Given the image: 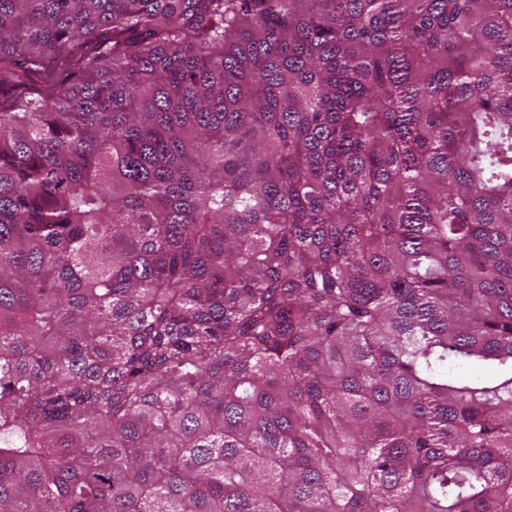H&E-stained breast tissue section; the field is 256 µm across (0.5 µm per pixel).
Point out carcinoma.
I'll return each mask as SVG.
<instances>
[{
    "mask_svg": "<svg viewBox=\"0 0 512 512\" xmlns=\"http://www.w3.org/2000/svg\"><path fill=\"white\" fill-rule=\"evenodd\" d=\"M0 512H512V0H0ZM71 74L65 69H54L48 73L33 72L24 75L11 88L14 96L34 97L46 92L54 83H61Z\"/></svg>",
    "mask_w": 512,
    "mask_h": 512,
    "instance_id": "carcinoma-1",
    "label": "carcinoma"
}]
</instances>
